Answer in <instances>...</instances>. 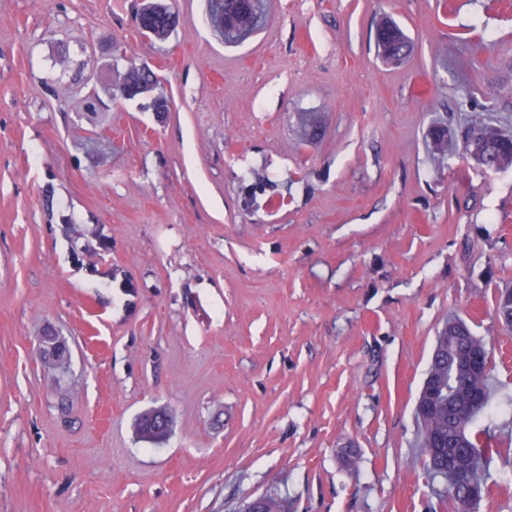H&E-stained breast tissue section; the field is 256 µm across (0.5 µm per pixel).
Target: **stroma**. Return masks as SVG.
I'll return each mask as SVG.
<instances>
[{
    "mask_svg": "<svg viewBox=\"0 0 512 512\" xmlns=\"http://www.w3.org/2000/svg\"><path fill=\"white\" fill-rule=\"evenodd\" d=\"M170 3L158 42L139 0H0V512H445L415 405L449 317L512 396V169L461 156L512 132V0H268L237 46ZM381 38L386 39L384 46L392 50L391 55L393 58L384 59L387 62H394L402 59L410 50V42L407 35L403 29L390 18H384L381 20L375 30V44L377 45L378 53H380L381 50L380 54L382 55V53H388L390 50H385L382 46L379 47Z\"/></svg>",
    "mask_w": 512,
    "mask_h": 512,
    "instance_id": "stroma-1",
    "label": "stroma"
}]
</instances>
